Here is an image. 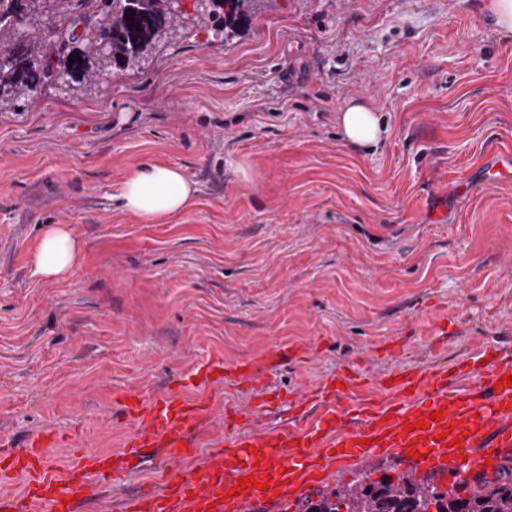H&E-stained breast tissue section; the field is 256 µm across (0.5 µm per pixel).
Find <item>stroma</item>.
<instances>
[{"label":"stroma","mask_w":512,"mask_h":512,"mask_svg":"<svg viewBox=\"0 0 512 512\" xmlns=\"http://www.w3.org/2000/svg\"><path fill=\"white\" fill-rule=\"evenodd\" d=\"M486 2L256 0L232 38L177 28L141 69L0 112V452L45 430L63 469L119 451L123 396L180 389L212 399L207 453L260 392L194 383L218 358L308 351L270 375L283 395L512 342V182L485 172L512 156V35ZM353 99L386 125L377 147L343 142ZM144 161L197 187L170 223L115 196ZM50 224L84 245L60 281L31 262ZM162 484L145 465L91 512Z\"/></svg>","instance_id":"35a3bbf8"}]
</instances>
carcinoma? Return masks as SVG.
Segmentation results:
<instances>
[{
	"mask_svg": "<svg viewBox=\"0 0 512 512\" xmlns=\"http://www.w3.org/2000/svg\"><path fill=\"white\" fill-rule=\"evenodd\" d=\"M175 0H0V51L17 55V66L0 71V112L19 98L31 99L46 86H55L61 75L78 82L113 66L121 70L139 67L158 37L171 26H189L172 8ZM203 6L221 26L213 34L228 39L246 25L255 0H207ZM135 11L129 29L126 14ZM106 43L111 57L91 55L84 45ZM82 62L69 63L68 58ZM468 497L458 488H468L462 479L441 490L429 478L415 479L414 472L369 475L351 485L340 486L317 500L303 502V512H512V467L502 465L491 479L482 473L473 478Z\"/></svg>",
	"mask_w": 512,
	"mask_h": 512,
	"instance_id": "1",
	"label": "carcinoma"
}]
</instances>
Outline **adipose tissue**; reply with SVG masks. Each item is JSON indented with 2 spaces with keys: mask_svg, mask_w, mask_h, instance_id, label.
<instances>
[{
  "mask_svg": "<svg viewBox=\"0 0 512 512\" xmlns=\"http://www.w3.org/2000/svg\"><path fill=\"white\" fill-rule=\"evenodd\" d=\"M338 125L346 144L358 147L377 145L386 128L377 112L364 102L350 101L338 115ZM195 183L176 166L148 161L133 169L119 187L126 211L151 224H164L184 211L195 197ZM81 260V243L64 224L50 226L34 253L37 274L61 280L71 274Z\"/></svg>",
  "mask_w": 512,
  "mask_h": 512,
  "instance_id": "adipose-tissue-1",
  "label": "adipose tissue"
}]
</instances>
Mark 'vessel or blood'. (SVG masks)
I'll list each match as a JSON object with an SVG mask.
<instances>
[{
	"label": "vessel or blood",
	"instance_id": "vessel-or-blood-1",
	"mask_svg": "<svg viewBox=\"0 0 512 512\" xmlns=\"http://www.w3.org/2000/svg\"><path fill=\"white\" fill-rule=\"evenodd\" d=\"M474 355L477 365L465 386L437 365L399 370L390 384L358 369L340 374L336 405L312 427H242L201 459L196 439L209 415L207 400L173 389L147 401L131 397L122 406L136 427L118 453L83 451L62 473L50 456L59 438L48 431L10 452L0 465V484L18 474L27 483L23 495L0 496V512H81L97 498L98 481L120 486L135 459L154 461L167 479L161 488L128 495L125 512H246L251 506L283 512L335 462L359 464L379 455L443 476L461 463L479 472L512 447V387L502 383L512 376V347L492 353L479 347ZM435 412L440 420H432ZM445 431L459 437V444L446 445ZM250 476L255 487L235 494ZM265 480L270 486L264 491L258 484Z\"/></svg>",
	"mask_w": 512,
	"mask_h": 512
}]
</instances>
